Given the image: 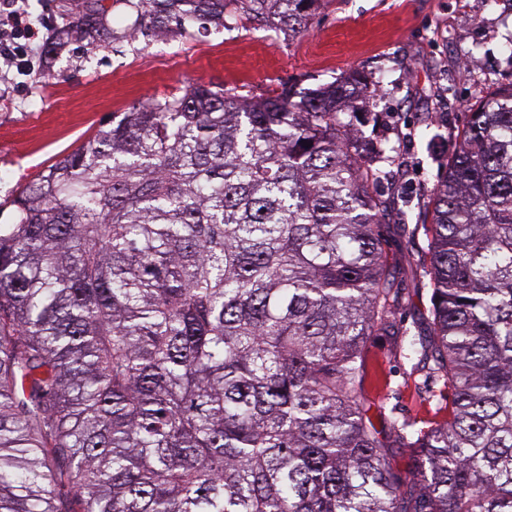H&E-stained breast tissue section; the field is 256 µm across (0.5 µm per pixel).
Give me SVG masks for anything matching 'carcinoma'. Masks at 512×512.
<instances>
[{
	"label": "carcinoma",
	"mask_w": 512,
	"mask_h": 512,
	"mask_svg": "<svg viewBox=\"0 0 512 512\" xmlns=\"http://www.w3.org/2000/svg\"><path fill=\"white\" fill-rule=\"evenodd\" d=\"M317 0H139L161 27L305 31ZM76 27L110 32L98 0ZM364 73L253 106L133 103L0 224V512H512V83L470 106L434 192L431 328L409 352L443 418L376 427L367 337L401 296L378 173L339 112ZM413 450L392 471L390 442Z\"/></svg>",
	"instance_id": "cac0c4a2"
}]
</instances>
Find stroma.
<instances>
[{"label": "stroma", "instance_id": "stroma-1", "mask_svg": "<svg viewBox=\"0 0 512 512\" xmlns=\"http://www.w3.org/2000/svg\"><path fill=\"white\" fill-rule=\"evenodd\" d=\"M114 38L90 47L68 28L86 0H22L39 36L30 67L0 77V224L11 223L20 189L92 140L113 113L138 99L179 93L195 83L257 99L289 87L300 94L372 72L381 95L352 119L362 145L389 141L397 154L375 184L389 202L380 228L402 296L397 317L409 336L430 331L431 289L424 223L448 147L467 118L460 100L512 83V0H321L296 36L270 23L238 19L211 27L127 39L139 16L127 0H102ZM474 67L461 72L458 62ZM397 336L371 337L365 395L372 421L433 419L448 391Z\"/></svg>", "mask_w": 512, "mask_h": 512}]
</instances>
